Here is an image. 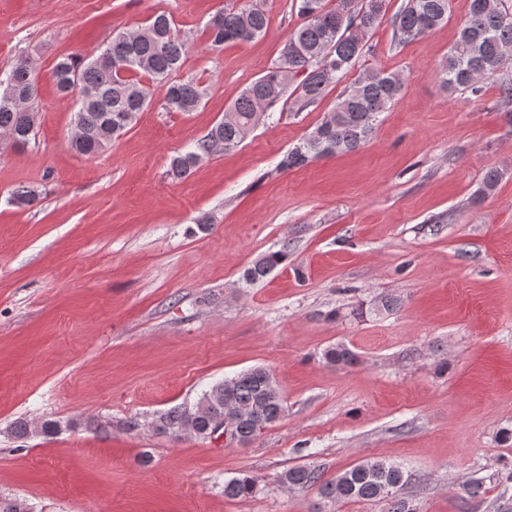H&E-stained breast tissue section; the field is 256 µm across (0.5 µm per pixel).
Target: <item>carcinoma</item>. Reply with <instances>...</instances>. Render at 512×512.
Instances as JSON below:
<instances>
[{
  "label": "carcinoma",
  "mask_w": 512,
  "mask_h": 512,
  "mask_svg": "<svg viewBox=\"0 0 512 512\" xmlns=\"http://www.w3.org/2000/svg\"><path fill=\"white\" fill-rule=\"evenodd\" d=\"M387 0H298L300 26L288 36L279 63L252 82L236 99L224 118L199 139L192 150L174 157L170 172L187 176L205 157L240 146L266 110L283 99L298 76V109L317 102L327 89L340 82L362 54L365 39L386 14ZM448 21V0H406L394 16V36L400 42L418 39ZM265 11L254 2L241 8L221 9L206 24L209 47L217 50L228 43H248L266 35ZM186 52V42L173 20L156 14L134 32H119L95 58H59L53 68L57 91L78 92L74 134L70 147L81 155H93L109 147L131 128L139 112L149 104L152 88L165 90L170 112H192L202 103L206 88L194 80H176ZM512 58V0H470L469 15L448 57L436 75L445 88L479 92L484 75L500 70ZM0 79V133L16 148L36 138L32 104L38 94L33 66L27 61L4 65ZM405 83L395 73L380 68L362 72L338 96L330 112L299 144L281 159L282 172L318 160L352 152L365 144L380 115L403 94ZM38 200L35 190L17 189L12 202L20 207ZM288 260V244L258 257L242 273L240 282L250 287L272 274ZM402 299L381 296L369 308L374 315L393 313ZM323 358L329 365H353L357 354L345 343L328 347ZM284 399L270 371L254 367L213 383L191 406L156 415L150 422L158 434L173 441L187 435L207 439L214 426L235 418L236 435L230 441L246 446L264 429L284 415ZM61 430L57 420H21L12 433L17 438L52 437ZM412 479L404 467L384 458L365 459L333 479L307 466L291 467L279 475L288 487L319 485L321 503L313 512H329L345 501L389 500L388 512H412L411 501L401 490ZM256 491V480L248 475L224 482V497L246 499ZM0 512H34L20 498H0Z\"/></svg>",
  "instance_id": "1"
}]
</instances>
